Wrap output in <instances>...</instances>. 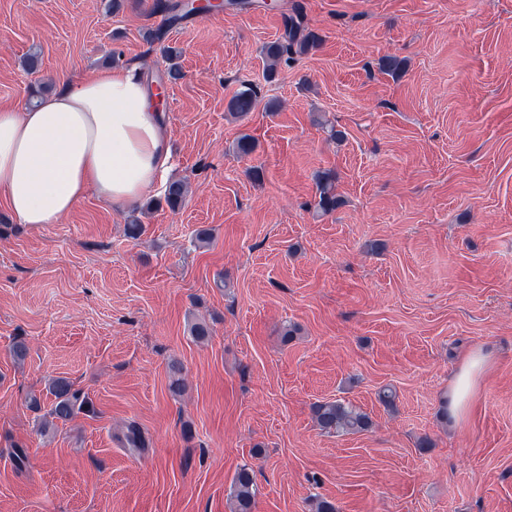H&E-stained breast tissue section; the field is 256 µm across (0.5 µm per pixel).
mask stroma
<instances>
[{
  "label": "stroma",
  "instance_id": "1",
  "mask_svg": "<svg viewBox=\"0 0 512 512\" xmlns=\"http://www.w3.org/2000/svg\"><path fill=\"white\" fill-rule=\"evenodd\" d=\"M108 4L0 0V105L137 67L169 135L167 176L189 192L176 209L160 188L124 209L90 193L55 224L16 223L0 205V512H231L245 465L253 512H313L318 499L336 512H512V0L196 15L166 35L181 51L174 83L142 37L163 22L153 0ZM295 8L322 43L266 79L263 48ZM388 56L402 73L380 70ZM248 84L259 105L233 117ZM244 134L246 156L233 150ZM325 170L340 199L327 214L315 209ZM198 319L212 328L203 342L189 333ZM474 349L492 360L477 404L466 422L442 418ZM57 377L93 410L43 436L30 399L49 407ZM335 400L371 428L319 430L312 405ZM132 423L146 447L126 446Z\"/></svg>",
  "mask_w": 512,
  "mask_h": 512
}]
</instances>
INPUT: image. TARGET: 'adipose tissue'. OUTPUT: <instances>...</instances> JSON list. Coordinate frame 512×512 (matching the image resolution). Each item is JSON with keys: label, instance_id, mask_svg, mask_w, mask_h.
<instances>
[{"label": "adipose tissue", "instance_id": "ef3b65f1", "mask_svg": "<svg viewBox=\"0 0 512 512\" xmlns=\"http://www.w3.org/2000/svg\"><path fill=\"white\" fill-rule=\"evenodd\" d=\"M132 72L103 70L65 86L38 106L0 107V199L16 223L53 224L88 192L126 206L169 170L161 113ZM491 366L469 353L448 384V404L466 420Z\"/></svg>", "mask_w": 512, "mask_h": 512}]
</instances>
